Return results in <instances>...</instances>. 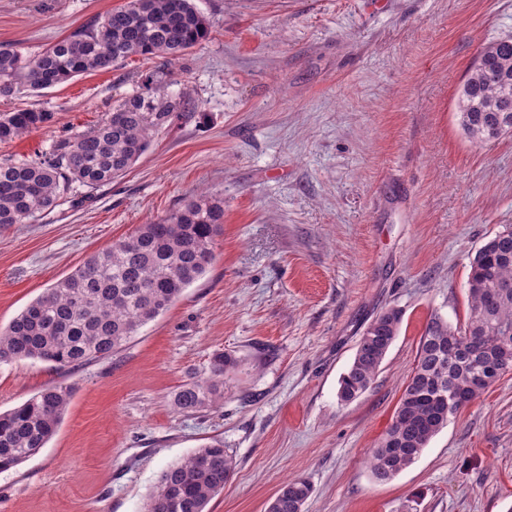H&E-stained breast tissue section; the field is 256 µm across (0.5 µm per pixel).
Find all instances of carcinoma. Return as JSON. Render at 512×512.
<instances>
[{"instance_id": "obj_1", "label": "carcinoma", "mask_w": 512, "mask_h": 512, "mask_svg": "<svg viewBox=\"0 0 512 512\" xmlns=\"http://www.w3.org/2000/svg\"><path fill=\"white\" fill-rule=\"evenodd\" d=\"M210 33L195 0H130L38 54L26 56L0 43V97L22 90L37 93L132 56L174 62ZM170 83L167 71L155 69L145 78L147 92L125 97L95 127L61 138L41 156L0 162V227L52 211L72 182L96 189L122 177L155 134L192 117L191 100L168 92ZM52 118L51 112L33 107L1 112L0 142L26 136ZM458 120L476 143L512 134V37L480 50L460 91ZM223 224L224 199L202 190L164 218L96 251L0 327V364L41 360L75 370L118 352L206 273ZM467 288L466 322L454 326L435 315L420 337L391 424L371 452L370 470L378 482L411 465L450 418L496 382L502 376L499 361L512 364V226L502 227L477 250ZM401 323L402 311L388 308L367 325L341 378V401L350 402L372 387ZM236 365L229 355H213L206 377L176 390L174 410L194 414L220 405L224 375ZM444 394L454 401L448 414ZM68 396L61 387H47L0 413L1 471L46 446L62 421ZM235 468L224 441L215 439L162 472L144 512H207ZM311 494L306 480L290 479L267 512H303Z\"/></svg>"}]
</instances>
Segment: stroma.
<instances>
[{"label":"stroma","instance_id":"1","mask_svg":"<svg viewBox=\"0 0 512 512\" xmlns=\"http://www.w3.org/2000/svg\"><path fill=\"white\" fill-rule=\"evenodd\" d=\"M128 0H0V42L33 55ZM210 38L172 66L196 115L155 136L133 169L0 228V326L95 250L200 190L224 200L206 274L112 357L66 370L0 365V411L70 392L45 448L0 473V512H143L161 473L213 439L236 461L210 512H266L306 479L305 512H507L512 372L393 479L371 448L391 423L432 315L468 314L470 262L512 225V136L475 143L457 115L481 48L512 35V0H196ZM134 56L39 96L53 121L0 143V161L51 150L142 92ZM399 334L372 388L343 403L359 337L388 308ZM218 352L238 362L222 406L175 413L171 396Z\"/></svg>","mask_w":512,"mask_h":512}]
</instances>
